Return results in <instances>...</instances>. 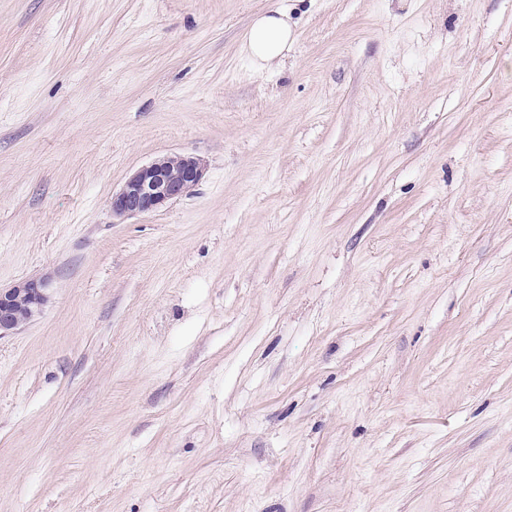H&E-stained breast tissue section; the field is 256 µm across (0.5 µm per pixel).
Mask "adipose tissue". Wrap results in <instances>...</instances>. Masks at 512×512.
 Wrapping results in <instances>:
<instances>
[{
	"label": "adipose tissue",
	"instance_id": "ef3b65f1",
	"mask_svg": "<svg viewBox=\"0 0 512 512\" xmlns=\"http://www.w3.org/2000/svg\"><path fill=\"white\" fill-rule=\"evenodd\" d=\"M291 37L287 10L273 5L257 14L244 33L252 64L262 69L277 61L287 50Z\"/></svg>",
	"mask_w": 512,
	"mask_h": 512
}]
</instances>
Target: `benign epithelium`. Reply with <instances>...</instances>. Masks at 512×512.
<instances>
[{
	"label": "benign epithelium",
	"mask_w": 512,
	"mask_h": 512,
	"mask_svg": "<svg viewBox=\"0 0 512 512\" xmlns=\"http://www.w3.org/2000/svg\"><path fill=\"white\" fill-rule=\"evenodd\" d=\"M204 170L203 159L191 154L154 159L132 173L112 194V217L121 221L151 213L191 194L202 180ZM49 287L48 280L33 278L0 289V338L22 325L16 314L17 305H25L29 320L40 313L48 301Z\"/></svg>",
	"instance_id": "benign-epithelium-1"
}]
</instances>
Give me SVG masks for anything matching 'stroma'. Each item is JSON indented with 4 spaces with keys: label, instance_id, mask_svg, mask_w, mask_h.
<instances>
[{
    "label": "stroma",
    "instance_id": "obj_1",
    "mask_svg": "<svg viewBox=\"0 0 512 512\" xmlns=\"http://www.w3.org/2000/svg\"><path fill=\"white\" fill-rule=\"evenodd\" d=\"M174 153L193 193L113 221ZM36 276L0 512H512V0H0ZM291 37L287 10L273 5L260 12L244 33L251 63L262 69L277 61L288 50Z\"/></svg>",
    "mask_w": 512,
    "mask_h": 512
}]
</instances>
